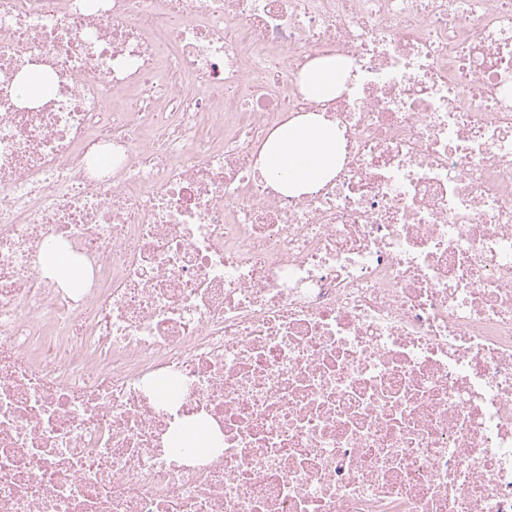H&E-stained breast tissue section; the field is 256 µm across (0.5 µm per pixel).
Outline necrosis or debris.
<instances>
[{
    "label": "necrosis or debris",
    "mask_w": 512,
    "mask_h": 512,
    "mask_svg": "<svg viewBox=\"0 0 512 512\" xmlns=\"http://www.w3.org/2000/svg\"><path fill=\"white\" fill-rule=\"evenodd\" d=\"M0 512H512V0H0ZM345 67V61L336 54H326L316 59L304 78L320 98L336 96V81ZM336 137V126L321 116L286 121L262 144L258 175L284 192L311 191L336 171ZM46 261L48 267L45 269L52 274L65 272L70 279L80 278L82 273L77 264L73 261L69 254L59 249L46 253Z\"/></svg>",
    "instance_id": "necrosis-or-debris-1"
}]
</instances>
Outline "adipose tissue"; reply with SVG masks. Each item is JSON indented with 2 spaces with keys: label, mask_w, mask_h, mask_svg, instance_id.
<instances>
[{
  "label": "adipose tissue",
  "mask_w": 512,
  "mask_h": 512,
  "mask_svg": "<svg viewBox=\"0 0 512 512\" xmlns=\"http://www.w3.org/2000/svg\"><path fill=\"white\" fill-rule=\"evenodd\" d=\"M336 137L335 125L319 116L286 121L262 144L257 172L278 190L311 191L336 170Z\"/></svg>",
  "instance_id": "1"
}]
</instances>
